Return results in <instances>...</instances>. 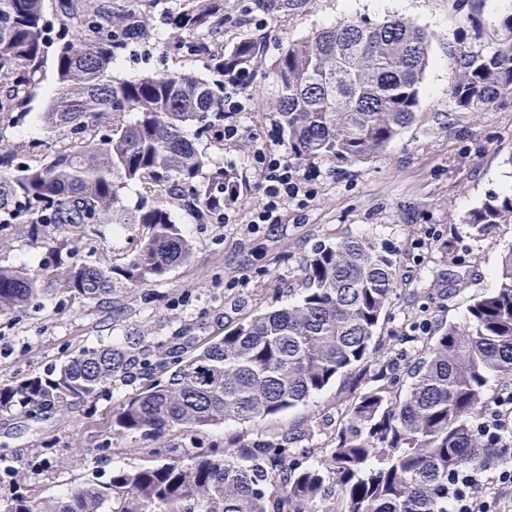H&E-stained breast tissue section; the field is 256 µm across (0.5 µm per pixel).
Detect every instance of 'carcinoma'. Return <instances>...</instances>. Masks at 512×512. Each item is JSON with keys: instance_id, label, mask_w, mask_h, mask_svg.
<instances>
[{"instance_id": "1", "label": "carcinoma", "mask_w": 512, "mask_h": 512, "mask_svg": "<svg viewBox=\"0 0 512 512\" xmlns=\"http://www.w3.org/2000/svg\"><path fill=\"white\" fill-rule=\"evenodd\" d=\"M44 0H0V224L38 235L47 224H143L149 236L123 267L74 263L64 287L88 300L118 281L139 287L187 261L193 245L164 197L129 208L123 190L158 187L208 221L240 198L237 174L195 141L224 126V86L249 87L263 48L248 38L211 60L219 79L195 71L112 76L122 43L95 39L92 8L76 35L45 38ZM211 0H185L171 24L209 23ZM490 52L450 53L456 107L478 112L512 99V14L495 22ZM429 39L412 21L346 18L286 42L270 75L288 161L356 163L385 148L418 117ZM57 88L40 122L73 144L35 166L18 161L6 130L29 110L48 55ZM194 129L188 138L187 129ZM479 234L512 223V192L490 194L467 216ZM31 269L0 267V314L22 310L44 292ZM399 283L397 254L366 237L317 248L303 267V290L287 306L244 319L190 354L181 337L159 366L165 380L125 398L111 434L156 440L227 421L264 420L324 390L337 377L374 364L378 385L353 396L329 448H310L284 430L258 432L228 449L183 456L151 448L165 462L116 470L61 498L0 495V512H448V477L492 454L473 428L491 379H512V248L496 288L469 305L406 371L404 399L387 365L375 361L377 330ZM137 344L87 348L63 366L0 385V409L31 414L94 401L117 379L150 374Z\"/></svg>"}]
</instances>
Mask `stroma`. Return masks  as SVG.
Wrapping results in <instances>:
<instances>
[{
	"label": "stroma",
	"instance_id": "1",
	"mask_svg": "<svg viewBox=\"0 0 512 512\" xmlns=\"http://www.w3.org/2000/svg\"><path fill=\"white\" fill-rule=\"evenodd\" d=\"M95 2L102 9V36L111 34L119 17L149 22L150 37L128 41L116 56L112 74L122 79L183 70L207 77L209 58L191 52L192 44L203 41L226 52L242 38H259L264 67L250 90L255 99L270 88L268 68L282 42L347 17L409 19L430 37L421 116L366 160H315L313 196L304 205L284 206L278 223L256 231L248 223L261 202L262 177L253 151L268 141L286 149L288 136L278 114L266 108L243 113L244 133L236 143H225L221 130H213L200 139L199 149L233 166L242 181L243 201L229 223H199L193 212L171 202L172 219L194 250L161 281L121 286L91 301L53 290L24 310L0 315V384L53 370L82 348L121 343L129 336L140 337L154 358L174 336L201 345L257 311L295 301L306 259L318 247L348 236L388 244L400 255V286L380 321L377 351L381 359H394L396 375H403L444 326L465 323L474 298L496 288L501 258L512 247V223L481 236L466 216L486 195L512 191V99L484 111L457 110L450 96L455 71L449 52L459 44L493 48V22L512 13V0H222L221 12L203 35L171 28L169 19L183 0H157L151 8L145 0ZM258 18L267 21L261 33L254 26ZM55 90L54 68L45 66L30 89L28 115L11 133L24 147L23 161L33 165L69 143L65 134L46 133L37 121ZM439 112L450 114L452 125L435 122ZM34 140L46 142L47 151L31 149ZM147 234L140 224H53L37 236L27 225L13 224L0 230V266L25 264L55 282L77 259L125 265ZM423 320L427 331H415ZM369 383L361 374L343 376L261 424L225 422L192 433L170 431L155 445L185 454L252 438L259 429L297 431L306 424L313 430L312 445L325 447L355 393ZM142 385L139 379L118 380L94 402L35 416L0 411V460L18 467L29 494L39 498L62 496L91 477L105 481L113 471L156 464V457L143 453V440L117 439L106 429L113 409Z\"/></svg>",
	"mask_w": 512,
	"mask_h": 512
}]
</instances>
